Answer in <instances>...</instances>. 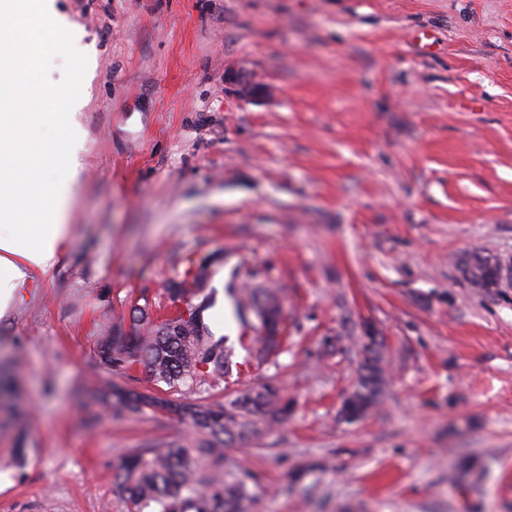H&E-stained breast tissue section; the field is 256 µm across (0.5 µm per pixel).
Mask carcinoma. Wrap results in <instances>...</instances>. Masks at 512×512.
Masks as SVG:
<instances>
[{
	"instance_id": "1",
	"label": "carcinoma",
	"mask_w": 512,
	"mask_h": 512,
	"mask_svg": "<svg viewBox=\"0 0 512 512\" xmlns=\"http://www.w3.org/2000/svg\"><path fill=\"white\" fill-rule=\"evenodd\" d=\"M499 256L480 249L466 251L457 260L462 277L473 287L494 283ZM236 313L254 332L245 350L269 355L280 345L283 308L273 288L255 286L235 292ZM356 382L345 398L353 421L375 410L386 381L383 343L377 337H360ZM109 371L121 372L139 364L166 389L143 392L112 385V403L128 414L172 412L193 429L186 445L149 443L126 457L117 468L113 493L126 512H247L249 483L246 471L224 472V450L257 438L288 415V400L273 381L224 393V400L177 402L169 394L231 377L238 363L228 337L215 338L196 309L194 317H168L151 323L148 305L131 311L130 330L106 338L99 350Z\"/></svg>"
}]
</instances>
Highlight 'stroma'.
<instances>
[{
  "label": "stroma",
  "mask_w": 512,
  "mask_h": 512,
  "mask_svg": "<svg viewBox=\"0 0 512 512\" xmlns=\"http://www.w3.org/2000/svg\"><path fill=\"white\" fill-rule=\"evenodd\" d=\"M48 112L86 137L49 271L0 314V512H123L121 460L181 444L173 415L116 413L99 390L132 303L154 317L189 261L226 291L279 290L285 349L224 388L276 378L286 421L226 449L248 512H512V292L471 288L456 257L512 254V0H56ZM87 77H71L73 47ZM245 69L267 88L226 85ZM384 339L381 403L340 415L363 321Z\"/></svg>",
  "instance_id": "1"
}]
</instances>
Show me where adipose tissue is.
<instances>
[{
  "mask_svg": "<svg viewBox=\"0 0 512 512\" xmlns=\"http://www.w3.org/2000/svg\"><path fill=\"white\" fill-rule=\"evenodd\" d=\"M55 0H0V17L18 52L0 62V313L18 287L35 272L52 269L68 236L71 196L67 155L45 141L40 131L54 129L63 142L80 144L82 134L69 113L42 112L45 92L38 72L46 42L30 18L34 10L51 11Z\"/></svg>",
  "mask_w": 512,
  "mask_h": 512,
  "instance_id": "1",
  "label": "adipose tissue"
}]
</instances>
